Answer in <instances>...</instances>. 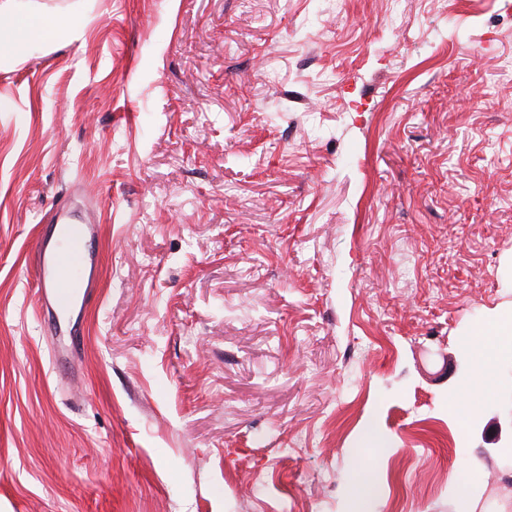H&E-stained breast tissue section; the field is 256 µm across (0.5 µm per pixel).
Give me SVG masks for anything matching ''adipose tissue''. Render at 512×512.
<instances>
[{
    "mask_svg": "<svg viewBox=\"0 0 512 512\" xmlns=\"http://www.w3.org/2000/svg\"><path fill=\"white\" fill-rule=\"evenodd\" d=\"M68 24L50 12L37 13L24 0H0V45L21 52L33 44L57 37ZM512 356V316L505 314L486 328L475 344L473 358L484 373H492L502 359Z\"/></svg>",
    "mask_w": 512,
    "mask_h": 512,
    "instance_id": "1",
    "label": "adipose tissue"
}]
</instances>
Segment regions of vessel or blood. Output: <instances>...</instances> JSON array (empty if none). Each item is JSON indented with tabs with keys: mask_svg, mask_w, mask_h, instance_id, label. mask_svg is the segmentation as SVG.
Returning <instances> with one entry per match:
<instances>
[{
	"mask_svg": "<svg viewBox=\"0 0 512 512\" xmlns=\"http://www.w3.org/2000/svg\"><path fill=\"white\" fill-rule=\"evenodd\" d=\"M99 232L95 224L52 223L38 239L34 272L46 310L68 314L96 295L97 257L87 248Z\"/></svg>",
	"mask_w": 512,
	"mask_h": 512,
	"instance_id": "b4317fda",
	"label": "vessel or blood"
}]
</instances>
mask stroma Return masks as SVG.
<instances>
[{"instance_id": "35a3bbf8", "label": "stroma", "mask_w": 512, "mask_h": 512, "mask_svg": "<svg viewBox=\"0 0 512 512\" xmlns=\"http://www.w3.org/2000/svg\"><path fill=\"white\" fill-rule=\"evenodd\" d=\"M34 3L81 31L0 66V512H339L358 462L377 512H512V367L453 410L512 310L502 0ZM71 202L101 282L59 362ZM99 224H46L36 244L34 272L43 307L66 314L79 302L89 304L96 296L97 257L87 249L89 239L99 233ZM78 269L77 278L70 276Z\"/></svg>"}]
</instances>
